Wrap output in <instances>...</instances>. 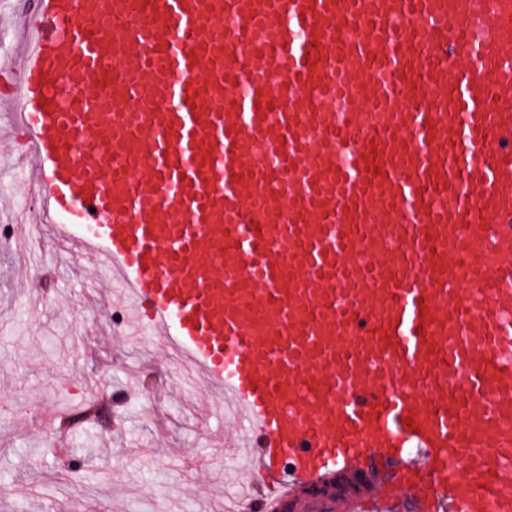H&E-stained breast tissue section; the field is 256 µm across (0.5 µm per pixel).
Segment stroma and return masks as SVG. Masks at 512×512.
Masks as SVG:
<instances>
[{
  "mask_svg": "<svg viewBox=\"0 0 512 512\" xmlns=\"http://www.w3.org/2000/svg\"><path fill=\"white\" fill-rule=\"evenodd\" d=\"M20 170L0 159V512H214L245 480L261 482L236 444L231 414L169 390L159 401L143 376L175 381L173 362L126 313L100 297L97 270L29 232L35 191L13 189ZM110 400L105 426L68 435L42 454L55 415L91 396Z\"/></svg>",
  "mask_w": 512,
  "mask_h": 512,
  "instance_id": "35a3bbf8",
  "label": "stroma"
}]
</instances>
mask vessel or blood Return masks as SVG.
<instances>
[{"instance_id":"obj_1","label":"vessel or blood","mask_w":512,"mask_h":512,"mask_svg":"<svg viewBox=\"0 0 512 512\" xmlns=\"http://www.w3.org/2000/svg\"><path fill=\"white\" fill-rule=\"evenodd\" d=\"M56 240L231 408L261 512H512V0H34ZM271 37L259 43L256 27Z\"/></svg>"}]
</instances>
